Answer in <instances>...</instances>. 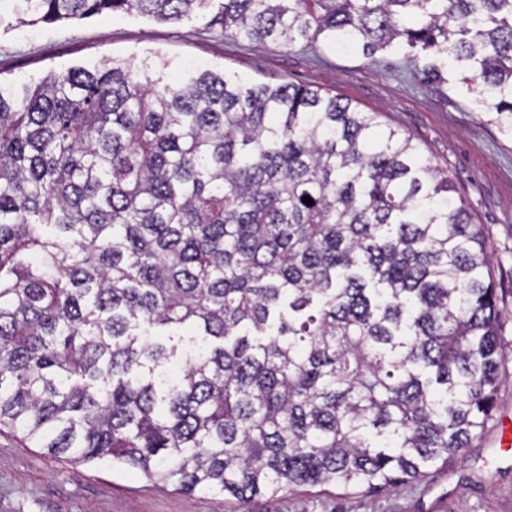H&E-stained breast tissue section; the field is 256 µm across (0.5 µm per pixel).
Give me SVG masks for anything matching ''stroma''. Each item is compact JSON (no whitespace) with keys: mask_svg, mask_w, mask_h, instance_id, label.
<instances>
[{"mask_svg":"<svg viewBox=\"0 0 512 512\" xmlns=\"http://www.w3.org/2000/svg\"><path fill=\"white\" fill-rule=\"evenodd\" d=\"M112 58L166 63L172 83L205 67L253 83L307 85L378 113L384 126L412 138L447 172L474 222L490 234L508 356L483 439L420 483L379 493L296 489L273 503L256 500L252 512H512V445L495 444L503 415H512V137L500 131L494 114L478 110L461 84L421 83L397 53L364 58L321 41L292 48L238 42L199 17L167 23L123 12L23 24L10 0H0V77L26 80L49 70L92 69ZM237 509L228 497L179 493L108 460L51 458L19 434L0 433V512Z\"/></svg>","mask_w":512,"mask_h":512,"instance_id":"stroma-1","label":"stroma"}]
</instances>
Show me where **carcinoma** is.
<instances>
[{"label": "carcinoma", "instance_id": "1", "mask_svg": "<svg viewBox=\"0 0 512 512\" xmlns=\"http://www.w3.org/2000/svg\"><path fill=\"white\" fill-rule=\"evenodd\" d=\"M278 47L403 54L512 132V0H11ZM312 198L307 205L303 197ZM487 236L377 112L306 86L112 60L0 79V431L182 493L380 492L496 407Z\"/></svg>", "mask_w": 512, "mask_h": 512}]
</instances>
